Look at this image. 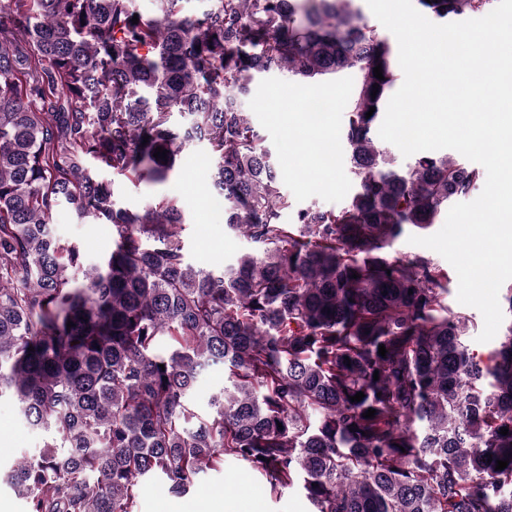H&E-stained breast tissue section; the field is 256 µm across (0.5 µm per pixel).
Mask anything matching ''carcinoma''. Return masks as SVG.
Returning <instances> with one entry per match:
<instances>
[{"mask_svg": "<svg viewBox=\"0 0 512 512\" xmlns=\"http://www.w3.org/2000/svg\"><path fill=\"white\" fill-rule=\"evenodd\" d=\"M182 2L146 16L134 0H0V401L49 437L0 482L26 512H136L142 480L182 494L232 458L313 512H512V324L475 352L448 273L386 253L486 170L428 151L394 168L374 139L393 50L353 0ZM416 2L444 21L489 4ZM350 71L357 189L287 224L283 170L243 98L260 75ZM195 143L225 228L259 248L222 269L186 261L176 197L129 209L99 174L165 183ZM63 205L108 225L99 264L53 234ZM216 364L202 418L195 388Z\"/></svg>", "mask_w": 512, "mask_h": 512, "instance_id": "carcinoma-1", "label": "carcinoma"}]
</instances>
